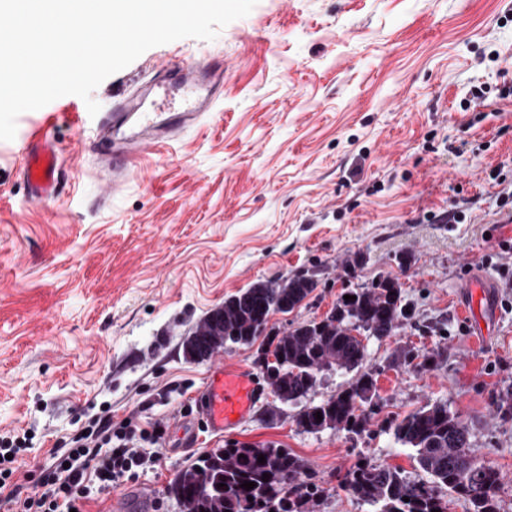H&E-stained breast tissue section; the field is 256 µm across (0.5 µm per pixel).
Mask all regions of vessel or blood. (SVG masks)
<instances>
[{
	"instance_id": "obj_1",
	"label": "vessel or blood",
	"mask_w": 512,
	"mask_h": 512,
	"mask_svg": "<svg viewBox=\"0 0 512 512\" xmlns=\"http://www.w3.org/2000/svg\"><path fill=\"white\" fill-rule=\"evenodd\" d=\"M224 79V62L167 69L157 84L168 98L179 99L176 111L155 115L145 110L144 91L118 94L84 138L98 160L100 172L112 178L127 176L141 153L176 140L212 111L214 94ZM23 177L30 201L45 203L57 195L59 157L47 132L28 131L22 141ZM263 394L258 378L243 368L215 365L199 396L195 415L201 427L221 434L245 419Z\"/></svg>"
}]
</instances>
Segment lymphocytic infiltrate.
I'll list each match as a JSON object with an SVG mask.
<instances>
[{
	"label": "lymphocytic infiltrate",
	"instance_id": "1",
	"mask_svg": "<svg viewBox=\"0 0 512 512\" xmlns=\"http://www.w3.org/2000/svg\"><path fill=\"white\" fill-rule=\"evenodd\" d=\"M164 433L132 418L114 421L111 411L91 417L58 440L52 463L37 477H19L16 458L29 438L0 435V490L7 512H88L91 492L105 493L135 479L146 462L144 445L158 446Z\"/></svg>",
	"mask_w": 512,
	"mask_h": 512
}]
</instances>
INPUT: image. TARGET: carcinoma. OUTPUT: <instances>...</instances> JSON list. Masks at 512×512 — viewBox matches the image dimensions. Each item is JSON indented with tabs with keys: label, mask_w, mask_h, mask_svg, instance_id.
Returning a JSON list of instances; mask_svg holds the SVG:
<instances>
[{
	"label": "carcinoma",
	"mask_w": 512,
	"mask_h": 512,
	"mask_svg": "<svg viewBox=\"0 0 512 512\" xmlns=\"http://www.w3.org/2000/svg\"><path fill=\"white\" fill-rule=\"evenodd\" d=\"M315 288L308 276L296 275L282 282L257 281L229 296L224 300V338L214 342V348L251 344L265 332L263 318L269 311L284 305L294 309ZM348 295L352 299L341 296L336 301V316L292 324L271 341L282 359L271 382L280 402L306 399L323 371L362 367L366 346L351 335V328L382 339L405 315L400 287L392 279ZM373 388V377L362 373L328 399L304 405L296 424L309 433L327 428L361 432L367 423L362 406L371 401ZM393 436L415 451L429 479H411L397 467L366 460L347 474L344 488L353 497L377 506V512H448L447 495L455 494L470 504L471 512H498L500 472L476 459L467 424L447 405L434 403L410 413L395 425ZM261 454L264 463L258 462ZM265 473L269 478H263ZM306 475L304 460L280 445L227 443L181 471L169 493L188 502L192 512H315L324 490ZM245 482L254 483V488L241 487Z\"/></svg>",
	"instance_id": "carcinoma-1"
}]
</instances>
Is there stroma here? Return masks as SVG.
<instances>
[{
    "mask_svg": "<svg viewBox=\"0 0 512 512\" xmlns=\"http://www.w3.org/2000/svg\"><path fill=\"white\" fill-rule=\"evenodd\" d=\"M224 61L214 112L112 184L80 143L85 102L60 97L17 118L57 145L59 193L29 201L18 141H0V433L33 431L20 473L51 463L57 439L111 407L161 424L154 467L113 487L185 512L175 474L225 443H277L324 490L317 512H375L343 488L360 460L422 478L393 427L441 402L501 473L512 512V0H258L214 40L145 51L92 93L101 111L166 65ZM484 105L467 109L472 91ZM298 274L316 288L269 333L326 316L343 291L399 283L407 316L367 337L376 380L362 433L302 431L297 406L265 393L224 434L190 428L212 363L261 375L267 336L188 362L182 341L225 298ZM493 288L488 321L458 292Z\"/></svg>",
    "mask_w": 512,
    "mask_h": 512,
    "instance_id": "1",
    "label": "stroma"
}]
</instances>
